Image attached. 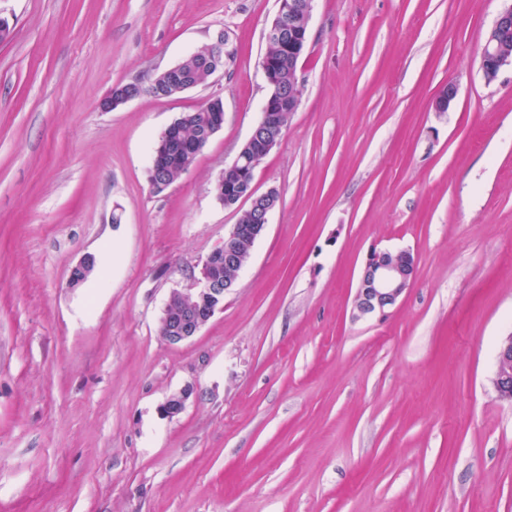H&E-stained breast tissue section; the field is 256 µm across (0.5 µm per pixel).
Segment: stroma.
<instances>
[{"label": "stroma", "mask_w": 512, "mask_h": 512, "mask_svg": "<svg viewBox=\"0 0 512 512\" xmlns=\"http://www.w3.org/2000/svg\"><path fill=\"white\" fill-rule=\"evenodd\" d=\"M504 6L313 0L300 105L253 180L280 202L171 345L170 291L240 217L214 183L261 117L277 0H0V512H512V64L481 70ZM221 31L208 86L100 110ZM215 94L223 128L154 192L158 137ZM374 247L415 275L357 318ZM512 365V335L506 336L498 347L495 364L493 384L498 396L502 399L512 400V375L509 367Z\"/></svg>", "instance_id": "obj_1"}]
</instances>
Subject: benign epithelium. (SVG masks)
<instances>
[{"instance_id":"obj_1","label":"benign epithelium","mask_w":512,"mask_h":512,"mask_svg":"<svg viewBox=\"0 0 512 512\" xmlns=\"http://www.w3.org/2000/svg\"><path fill=\"white\" fill-rule=\"evenodd\" d=\"M312 0H280V7L273 19L267 40L283 42L288 53V66L298 67L308 43L309 21ZM512 25V5L500 12L488 32L481 56V68L487 82L497 77L500 68L512 64V54L503 50L507 29ZM224 34H218L208 46V56L213 62L214 74L224 71ZM276 63L265 57L261 69L269 88V97L264 103L259 122L253 128L242 150L237 154L230 169L240 179L253 180L254 172L280 141L284 124L281 113L297 111L299 96L278 85L272 75ZM133 97L125 92L112 91L100 102V109L110 112L130 101ZM169 136H164L156 148L149 172L157 174L164 169V158L170 151ZM250 201L248 211L254 214L251 224H234L224 238V262L234 265L238 254L231 251L236 241L246 238L255 242L265 231L270 213L277 207L280 196L277 190L270 189L256 194L253 188L235 197L224 198V207L235 208L243 201ZM411 251L401 250L392 253L372 248L362 264L354 309L359 317L388 316L402 294L409 288L415 272L416 261L410 260ZM236 280H226L212 265V256H207L200 269L191 273L184 288L169 293L167 303L160 318L162 338L170 345L184 343L196 336L209 323L214 315L224 308V295L234 287ZM512 335L505 337L498 347L493 384L498 396L512 400ZM193 393L187 386L169 395L160 406L161 414L172 418L179 415L186 401Z\"/></svg>"}]
</instances>
